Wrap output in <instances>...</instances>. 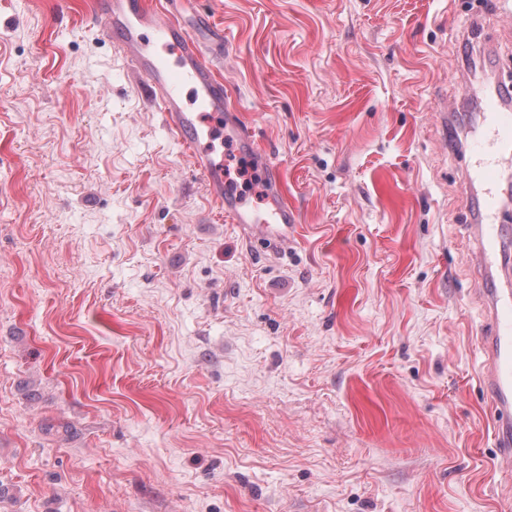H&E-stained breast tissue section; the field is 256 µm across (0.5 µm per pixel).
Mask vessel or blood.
<instances>
[{"label":"vessel or blood","instance_id":"b4317fda","mask_svg":"<svg viewBox=\"0 0 512 512\" xmlns=\"http://www.w3.org/2000/svg\"><path fill=\"white\" fill-rule=\"evenodd\" d=\"M181 6L182 0H167L160 9L149 0H96L92 21L140 77L167 127L191 152L196 170L225 216L239 226L249 244L278 255L291 241L298 214L284 194L278 166L260 150L254 129L242 122L231 104L203 42L183 23ZM213 127L265 169L263 208L249 207L234 196L223 161L202 147ZM472 127L458 151L467 159L463 205L471 210L472 260L489 283L485 296L490 327L481 336L485 361L480 385L494 419L495 458L498 465L512 468V283L502 281L512 274L504 260L512 227L498 220L503 173L512 165L511 85L485 90Z\"/></svg>","mask_w":512,"mask_h":512}]
</instances>
